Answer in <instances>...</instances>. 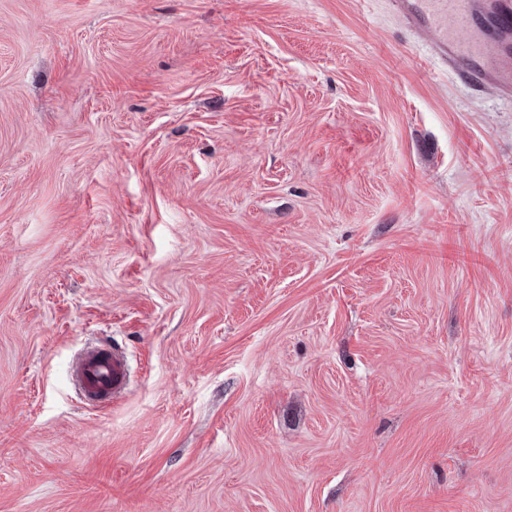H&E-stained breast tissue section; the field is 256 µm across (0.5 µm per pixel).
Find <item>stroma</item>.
<instances>
[{"mask_svg":"<svg viewBox=\"0 0 512 512\" xmlns=\"http://www.w3.org/2000/svg\"><path fill=\"white\" fill-rule=\"evenodd\" d=\"M0 512H512V102L387 0H0ZM69 376L83 406L100 409L127 393L131 369L125 353L109 342L87 345L69 365Z\"/></svg>","mask_w":512,"mask_h":512,"instance_id":"1","label":"stroma"}]
</instances>
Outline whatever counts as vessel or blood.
I'll return each mask as SVG.
<instances>
[{
  "label": "vessel or blood",
  "instance_id": "vessel-or-blood-1",
  "mask_svg": "<svg viewBox=\"0 0 512 512\" xmlns=\"http://www.w3.org/2000/svg\"><path fill=\"white\" fill-rule=\"evenodd\" d=\"M409 30L421 36L432 58L462 81L512 99V0H390ZM83 406L100 409L127 393L131 369L111 343L91 344L69 365Z\"/></svg>",
  "mask_w": 512,
  "mask_h": 512
}]
</instances>
